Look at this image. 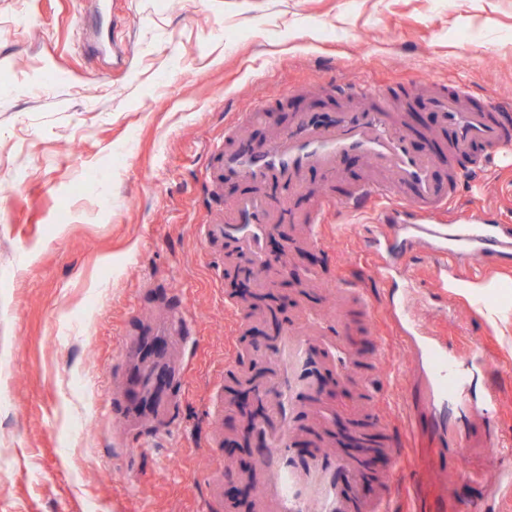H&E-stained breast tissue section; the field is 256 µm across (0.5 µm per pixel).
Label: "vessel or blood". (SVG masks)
<instances>
[{"instance_id": "obj_1", "label": "vessel or blood", "mask_w": 512, "mask_h": 512, "mask_svg": "<svg viewBox=\"0 0 512 512\" xmlns=\"http://www.w3.org/2000/svg\"><path fill=\"white\" fill-rule=\"evenodd\" d=\"M417 87L426 89L424 103L437 119L439 144L423 151L415 148L395 104L373 87L338 84L334 90L352 104L329 112L294 113L288 126L278 127L264 105L239 114L224 125V148L213 164L209 183L214 187L237 186L225 199L224 209L210 223L201 225L203 243L220 242L227 257L247 269H262L256 279L259 292L276 288L288 270L287 257L272 255L268 237L279 224H301L306 243L322 245L320 229L327 215L342 209L347 213L372 211L380 236L390 231L394 214L411 219L405 225L408 247L452 242L459 247L478 245L487 256L501 246L499 230L490 224L484 208L465 211L461 223L449 224L448 212L455 202L462 173H482L489 161L512 151V122L504 103L487 107L473 104L464 85L435 86L428 74H420ZM271 128L266 140L249 138L250 123ZM362 158L368 173L346 182L342 162ZM447 177H438L439 168ZM319 175L325 190L308 210L293 209L295 200L310 197V178ZM336 288L367 321H374L375 306L363 288L336 281ZM233 312L230 355L225 376L247 381L248 364H260L265 375L257 393L265 414L245 433L259 442L264 452L255 471L259 476L256 512H386L396 487L394 472L380 476V493L372 499L358 497L351 487H341L334 474L346 472L350 481L360 478L369 458L385 452L393 459L402 453L391 438V427L381 413L383 396H361L357 423L366 426L368 448L360 456L344 458L331 453L332 436L313 417L330 403L322 382L345 379L356 361L351 342L341 334L350 323L343 315L318 316L315 306L300 303L296 314L284 323L278 335L259 347L242 348L252 322L267 318V309L230 302ZM426 301L410 293L387 303L385 314L397 334L403 336L421 365L422 387L417 399L428 406L440 428H447L449 408L465 415L491 418L500 409L497 392L474 397L470 379L474 372H494L497 364L482 342L457 349L447 337L434 331L423 313ZM309 428L318 442L304 457H296L295 445L302 428Z\"/></svg>"}]
</instances>
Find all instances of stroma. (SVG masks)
I'll return each mask as SVG.
<instances>
[{"mask_svg": "<svg viewBox=\"0 0 512 512\" xmlns=\"http://www.w3.org/2000/svg\"><path fill=\"white\" fill-rule=\"evenodd\" d=\"M121 19L113 51L89 0H0V512H224L210 475L243 482L259 457L242 438L239 410L217 418L232 316L224 249L204 245L198 225L230 192L205 178L211 152L235 114L265 103L280 125L293 113L329 110L328 84L372 83L402 92L405 121L436 125L404 87L422 68L445 86L467 85L476 103H512V0H110ZM296 86L282 110L284 86ZM464 202L512 225V166L497 161L466 184ZM349 216L334 215L319 261L275 231L288 250L287 278L254 324L264 343L317 275L359 280L377 304L405 288L380 280ZM435 326L458 344L480 339L498 367L478 376L501 409L472 419L477 435L512 438V333L470 314L465 288ZM375 326L386 358L358 363L361 388L388 395L386 414L403 451L394 512H512L490 497L512 456L495 448L444 455V439L404 433V400L418 386L408 350L384 317ZM163 342V361L184 363L151 407L129 415L113 386H142L154 362L138 341ZM80 419L85 429H73ZM223 431L235 451L216 445ZM153 434L155 447L127 450Z\"/></svg>", "mask_w": 512, "mask_h": 512, "instance_id": "1", "label": "stroma"}]
</instances>
